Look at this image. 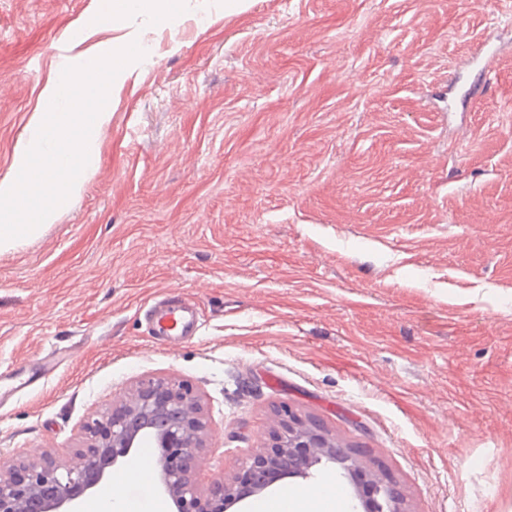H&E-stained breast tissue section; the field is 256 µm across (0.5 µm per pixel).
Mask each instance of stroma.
<instances>
[{"label":"stroma","instance_id":"stroma-1","mask_svg":"<svg viewBox=\"0 0 512 512\" xmlns=\"http://www.w3.org/2000/svg\"><path fill=\"white\" fill-rule=\"evenodd\" d=\"M0 0V180L57 72L114 45L96 172L0 254V461L76 462L142 378L233 478L275 413L377 461L408 512H512V0ZM192 305L170 348L144 314ZM169 0H105L100 1L98 15L101 23L116 26L124 21L127 13L139 12L150 15L165 13L170 23H174L177 14L173 12Z\"/></svg>","mask_w":512,"mask_h":512}]
</instances>
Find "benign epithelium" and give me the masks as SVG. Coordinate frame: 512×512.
<instances>
[{
    "instance_id": "obj_1",
    "label": "benign epithelium",
    "mask_w": 512,
    "mask_h": 512,
    "mask_svg": "<svg viewBox=\"0 0 512 512\" xmlns=\"http://www.w3.org/2000/svg\"><path fill=\"white\" fill-rule=\"evenodd\" d=\"M284 414L267 446L245 462L242 473L231 480L214 479L204 488L197 463L205 447L206 422L197 397L175 379H141L132 399L86 427L80 466L62 465L49 456L1 464L0 512H80L81 500L146 438L159 448L156 489L176 512H228L279 478L307 482L328 466L351 481L354 508L406 512L404 497L387 483L374 460L337 443L318 420H302L288 410Z\"/></svg>"
}]
</instances>
